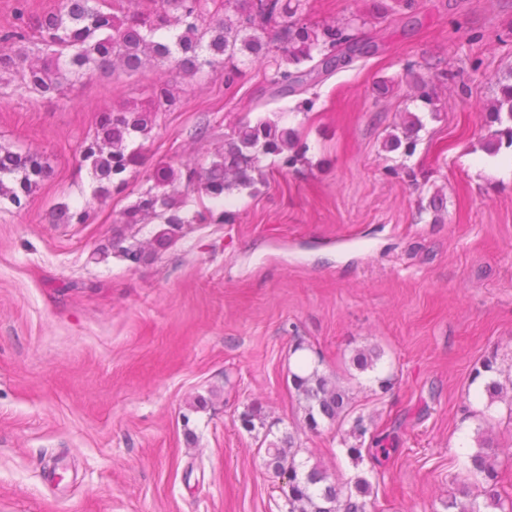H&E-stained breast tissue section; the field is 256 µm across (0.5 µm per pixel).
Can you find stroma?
<instances>
[{
	"mask_svg": "<svg viewBox=\"0 0 512 512\" xmlns=\"http://www.w3.org/2000/svg\"><path fill=\"white\" fill-rule=\"evenodd\" d=\"M370 3L309 0L313 21L367 16L378 44L315 87L313 111L270 100L254 65L231 88L217 68L174 78L180 109L105 200L80 143L102 111L146 101L154 71L52 102L0 95V145L49 164L25 209L0 206V512H282L288 482L259 448L288 431L309 464L364 473L377 512H445L486 403L472 370L493 349L512 359V179L482 167L487 110L512 78V0H419L384 19ZM411 60L455 73L437 112L409 98ZM253 105L299 132L306 163L225 195L232 221L185 225L154 260L95 259L148 173L211 156ZM405 111L424 124L410 156L385 146ZM61 202L89 222L51 223ZM364 346L381 349L377 372L345 375ZM303 364L342 374L389 457L354 464L350 424L305 426Z\"/></svg>",
	"mask_w": 512,
	"mask_h": 512,
	"instance_id": "35a3bbf8",
	"label": "stroma"
}]
</instances>
